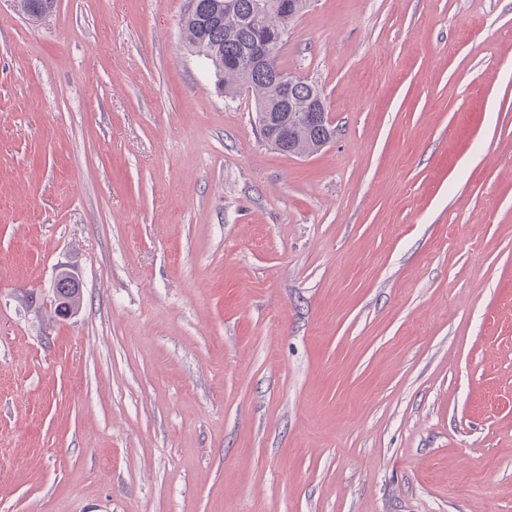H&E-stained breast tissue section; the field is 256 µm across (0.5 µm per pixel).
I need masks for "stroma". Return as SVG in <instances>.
I'll return each mask as SVG.
<instances>
[{
  "mask_svg": "<svg viewBox=\"0 0 512 512\" xmlns=\"http://www.w3.org/2000/svg\"><path fill=\"white\" fill-rule=\"evenodd\" d=\"M188 2L0 0V512H512V0H312L304 156ZM67 278L70 282H63ZM80 282L78 277L69 270H61L56 274L53 282V293L55 300L56 314L61 318H68L72 316L77 310L72 303V299L80 292ZM67 292L71 295H65Z\"/></svg>",
  "mask_w": 512,
  "mask_h": 512,
  "instance_id": "1",
  "label": "stroma"
}]
</instances>
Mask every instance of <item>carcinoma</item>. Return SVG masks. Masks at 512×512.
<instances>
[{
  "instance_id": "carcinoma-1",
  "label": "carcinoma",
  "mask_w": 512,
  "mask_h": 512,
  "mask_svg": "<svg viewBox=\"0 0 512 512\" xmlns=\"http://www.w3.org/2000/svg\"><path fill=\"white\" fill-rule=\"evenodd\" d=\"M288 2V24L293 26L304 13L310 0H267L268 23L278 22L282 2ZM55 0H18L19 10L31 19H38L52 9ZM254 0H199L195 10L181 18L183 36L193 51L208 60L214 74L221 78L224 93L234 95L242 90L253 96L257 107L274 110L277 103L272 93L271 69L279 67L278 54H273L269 67L249 68L244 60L248 42L272 37L274 31L246 22ZM326 111L325 99L319 87L303 78L297 86L288 113V130L282 131L274 118L256 112V121L264 140L276 149L295 155H310L319 151L336 134L331 122L321 125L306 122L304 116L312 107Z\"/></svg>"
}]
</instances>
